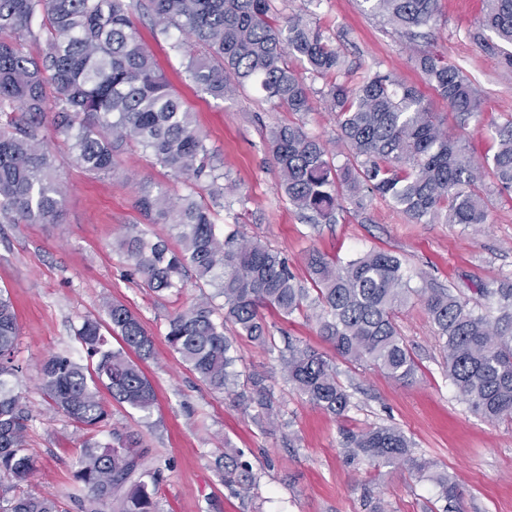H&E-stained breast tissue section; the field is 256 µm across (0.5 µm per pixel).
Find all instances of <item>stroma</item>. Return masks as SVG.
<instances>
[{"label":"stroma","mask_w":512,"mask_h":512,"mask_svg":"<svg viewBox=\"0 0 512 512\" xmlns=\"http://www.w3.org/2000/svg\"><path fill=\"white\" fill-rule=\"evenodd\" d=\"M276 6L288 15L306 12L311 25L344 53L348 80H359L369 69L395 74L424 89L450 127L455 124L452 112L427 90L415 59L431 51L461 67L483 92L480 114L459 131L474 157L493 147L491 122L512 117V76L470 36L482 0H438L435 24L413 41L364 12L360 0H276ZM139 32L224 164L221 224H237L246 236L278 248L300 274L311 251L343 262L376 248L403 260L411 287L447 288L474 303L486 284L512 279V197L493 190L488 221L476 227L413 224L392 203L375 198L365 210L348 205L337 223L311 228L279 191V172L268 147L270 129L287 123L289 113L252 91L223 100L197 92L180 76V57L167 43L154 40L150 23L142 22ZM51 145L67 185L59 223L0 224V289L9 294L18 315L23 364L18 387L34 415L27 438L36 460L33 491L67 497L74 490L81 452L75 427L49 408L39 389L40 365L60 351L84 359L75 330L85 318L102 317V300L109 297L134 312L154 339L155 355L143 369L157 406L144 420L113 405L112 425L138 433L149 448L162 475L161 512H368L366 502L375 498L393 512H436V487L408 469L345 463L343 430L380 424L402 429L418 455L437 460L455 476L463 512H512V420L488 421L457 394L421 303L410 304L396 317L419 365L416 382L403 386L376 368L338 363L339 379L354 403L344 418L290 390L276 354L238 340V370L262 374L274 393L280 424L261 428L226 393L203 384L167 343L169 316L199 295L194 281H187L180 295L157 296L127 275L113 248L127 225L142 221L136 208L139 183L179 194L185 186L136 148L119 157L121 167L136 175L135 181L122 182L87 174L71 164L68 145L56 139ZM266 321L275 338L292 337L334 358L314 318L298 314L285 321L270 314ZM228 444L242 449L253 467L257 483L249 492L231 491L216 469Z\"/></svg>","instance_id":"1"}]
</instances>
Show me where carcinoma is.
Masks as SVG:
<instances>
[{"mask_svg": "<svg viewBox=\"0 0 512 512\" xmlns=\"http://www.w3.org/2000/svg\"><path fill=\"white\" fill-rule=\"evenodd\" d=\"M437 5L361 0L363 10L413 36L435 21ZM137 15L149 19L154 38L170 41L185 80L215 99L253 87L273 105L304 114L315 102L304 74L324 80L317 102L336 119L345 162L336 164L326 143L295 122L275 126L268 138L281 191L313 225L337 223L342 203L363 209L369 196L391 201L414 224H485L481 171L492 175L497 191L512 192V119L492 123L496 148L479 163L443 129L416 86L377 71L354 84L344 80L341 51L302 16L281 17L273 0H0V223L59 221L67 186L43 135L52 112L56 138L69 144L71 162L84 171L131 180L118 157L135 145L187 185L176 199L150 183L138 189L140 214L150 224L169 225L176 244L133 224L116 251L130 275L158 295L180 294L190 278L200 289H214L169 318L166 339L205 385L233 395L243 412L274 423V396L263 376L234 369L238 337L278 351L291 389L317 408L344 417L351 407L336 364L291 340L277 348L262 310L287 320L316 309L318 335L344 362L372 365L407 384L418 366L395 316L415 297L462 399L489 421L512 420V281L481 289L496 300L495 309L483 310L445 288L411 287L399 257L371 248L341 265L310 252L307 287L269 243L237 229L218 231L224 170L139 36ZM471 37L511 72L512 0H483ZM32 44L39 46L35 55ZM417 65L458 127L479 113L482 92L461 68L429 51ZM202 192L212 204L200 199ZM216 298L223 303L214 304ZM101 308L106 323L86 318L75 331L87 363L57 353L41 367L49 404L81 432L73 480L87 493L70 500L79 512H159L160 470L139 434L112 427L102 395L151 416L155 390L135 359L154 357L153 338L125 305L105 297ZM18 337L13 304L0 293V512H67L60 499L28 489L35 472L26 447L33 414L13 383L22 372ZM413 448L411 437L392 426L343 432L347 464L406 467L438 487L442 512H450L460 500L458 484ZM221 467L230 486L248 491L256 484L251 465L233 448Z\"/></svg>", "mask_w": 512, "mask_h": 512, "instance_id": "obj_1", "label": "carcinoma"}]
</instances>
